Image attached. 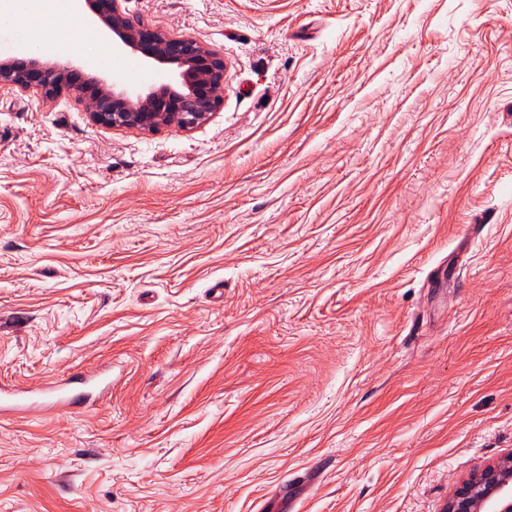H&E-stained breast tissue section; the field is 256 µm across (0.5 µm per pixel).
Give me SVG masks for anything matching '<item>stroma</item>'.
I'll return each instance as SVG.
<instances>
[{"mask_svg": "<svg viewBox=\"0 0 512 512\" xmlns=\"http://www.w3.org/2000/svg\"><path fill=\"white\" fill-rule=\"evenodd\" d=\"M191 131L0 89V512H443L512 453V0H129ZM45 62L112 50L21 16ZM97 383L90 379L82 376H76L69 380L66 384H51L48 386L47 391L55 397V402L50 407H45L41 404L38 406L42 410H55L63 407H68L72 403L76 396H85L87 393L84 389L96 386ZM66 386L70 387V390L74 391L75 394L69 396L66 392Z\"/></svg>", "mask_w": 512, "mask_h": 512, "instance_id": "stroma-1", "label": "stroma"}]
</instances>
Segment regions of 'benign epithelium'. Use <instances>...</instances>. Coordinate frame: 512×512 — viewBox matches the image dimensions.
<instances>
[{
	"label": "benign epithelium",
	"mask_w": 512,
	"mask_h": 512,
	"mask_svg": "<svg viewBox=\"0 0 512 512\" xmlns=\"http://www.w3.org/2000/svg\"><path fill=\"white\" fill-rule=\"evenodd\" d=\"M126 2L88 0L93 25L111 35L118 50L176 67L181 86L169 84L133 97L97 77L76 80L75 67L69 63L48 64L35 58L1 62L0 86L49 99L75 93L93 123L113 129L189 131L207 123L223 106L222 56L193 36L167 34L131 17ZM444 512H512V453L457 485Z\"/></svg>",
	"instance_id": "7a95c632"
}]
</instances>
